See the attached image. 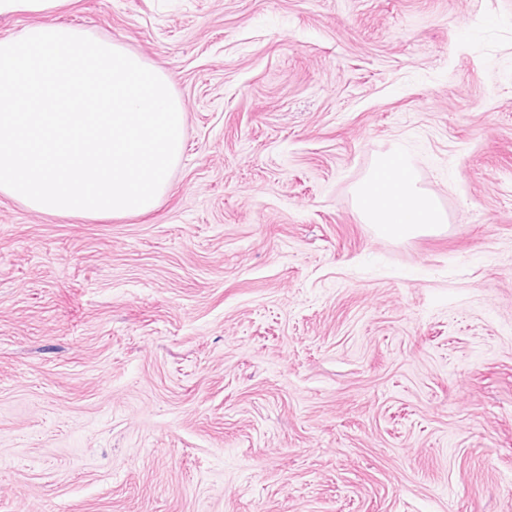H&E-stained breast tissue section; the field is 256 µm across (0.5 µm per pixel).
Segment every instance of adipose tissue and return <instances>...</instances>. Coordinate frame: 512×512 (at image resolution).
Here are the masks:
<instances>
[{
  "label": "adipose tissue",
  "instance_id": "1",
  "mask_svg": "<svg viewBox=\"0 0 512 512\" xmlns=\"http://www.w3.org/2000/svg\"><path fill=\"white\" fill-rule=\"evenodd\" d=\"M358 201L365 221L391 238H410L444 221L434 198L418 187L412 166L398 155L380 159L359 188Z\"/></svg>",
  "mask_w": 512,
  "mask_h": 512
}]
</instances>
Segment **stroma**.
Listing matches in <instances>:
<instances>
[{"mask_svg": "<svg viewBox=\"0 0 512 512\" xmlns=\"http://www.w3.org/2000/svg\"><path fill=\"white\" fill-rule=\"evenodd\" d=\"M170 79L145 214L0 194V512H512V0H74ZM404 148L448 222L355 191Z\"/></svg>", "mask_w": 512, "mask_h": 512, "instance_id": "stroma-1", "label": "stroma"}]
</instances>
